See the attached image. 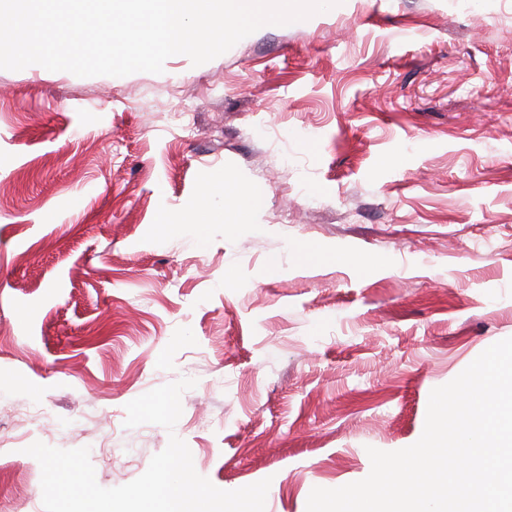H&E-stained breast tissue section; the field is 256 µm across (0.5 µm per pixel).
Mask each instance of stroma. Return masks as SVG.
Listing matches in <instances>:
<instances>
[{"label": "stroma", "mask_w": 512, "mask_h": 512, "mask_svg": "<svg viewBox=\"0 0 512 512\" xmlns=\"http://www.w3.org/2000/svg\"><path fill=\"white\" fill-rule=\"evenodd\" d=\"M219 179L264 208L229 229L214 195L196 232ZM508 337L512 0H342L160 74L0 69V512H44L34 442L113 488L173 434L306 512ZM182 378L174 431L126 427Z\"/></svg>", "instance_id": "obj_1"}]
</instances>
